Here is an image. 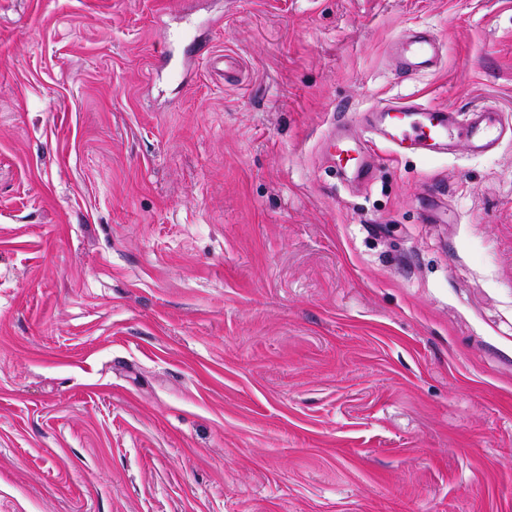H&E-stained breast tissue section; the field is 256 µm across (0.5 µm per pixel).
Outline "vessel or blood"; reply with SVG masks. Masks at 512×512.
Returning <instances> with one entry per match:
<instances>
[{
    "instance_id": "b4317fda",
    "label": "vessel or blood",
    "mask_w": 512,
    "mask_h": 512,
    "mask_svg": "<svg viewBox=\"0 0 512 512\" xmlns=\"http://www.w3.org/2000/svg\"><path fill=\"white\" fill-rule=\"evenodd\" d=\"M392 53L398 74L404 76L433 70L441 60L440 44L426 29L400 33ZM367 113V134L363 137L342 135V121L332 124L340 132L332 142L339 170H361L373 136L395 154L430 156L452 150L461 140L471 152L487 154L498 147L503 134L496 109L485 106L473 107L470 120L464 123L458 122L453 110L408 98L370 107Z\"/></svg>"
}]
</instances>
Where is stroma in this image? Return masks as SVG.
Here are the masks:
<instances>
[{
	"instance_id": "stroma-1",
	"label": "stroma",
	"mask_w": 512,
	"mask_h": 512,
	"mask_svg": "<svg viewBox=\"0 0 512 512\" xmlns=\"http://www.w3.org/2000/svg\"><path fill=\"white\" fill-rule=\"evenodd\" d=\"M400 96L512 0H0V512H512V139L332 172ZM398 74L410 76L436 68L441 60L440 43L427 29L405 30L392 45ZM369 143V139L359 136L336 137L332 142L336 167L341 171H360L369 151Z\"/></svg>"
}]
</instances>
